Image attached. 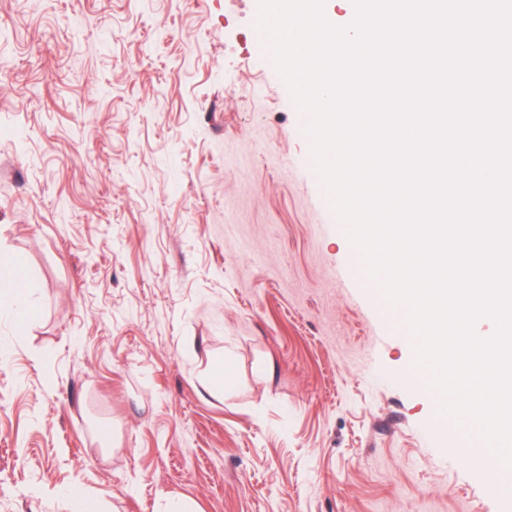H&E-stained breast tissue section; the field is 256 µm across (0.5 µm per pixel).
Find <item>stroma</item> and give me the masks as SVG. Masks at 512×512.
<instances>
[{"label": "stroma", "mask_w": 512, "mask_h": 512, "mask_svg": "<svg viewBox=\"0 0 512 512\" xmlns=\"http://www.w3.org/2000/svg\"><path fill=\"white\" fill-rule=\"evenodd\" d=\"M259 0H0V512H512L441 455ZM12 266L7 262H0V294L2 296H9L17 298V305L19 308H24L26 304V295L23 288L26 285H17L11 277Z\"/></svg>", "instance_id": "obj_1"}]
</instances>
